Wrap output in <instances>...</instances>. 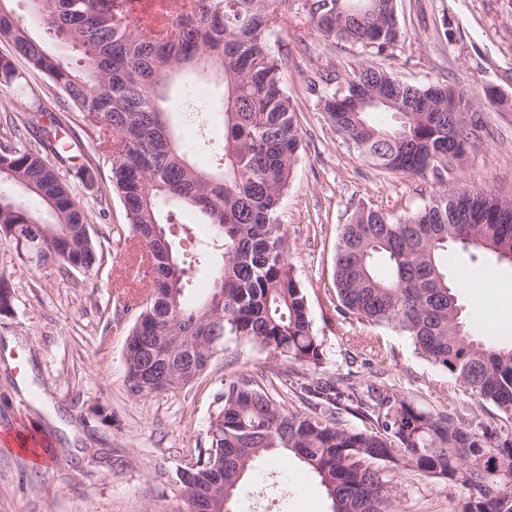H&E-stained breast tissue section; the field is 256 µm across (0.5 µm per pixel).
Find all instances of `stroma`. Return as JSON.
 <instances>
[{
  "mask_svg": "<svg viewBox=\"0 0 512 512\" xmlns=\"http://www.w3.org/2000/svg\"><path fill=\"white\" fill-rule=\"evenodd\" d=\"M305 0H287L272 49L301 135L299 159L279 207L290 257L304 288L313 329L323 342L324 373L358 371L363 384L381 385L421 405L496 426L494 407H480L457 391L447 373L418 357L405 336L344 321L331 303L340 227L359 207L397 212L422 206L446 191L485 189L512 198V0H399L404 42L379 54L324 39L305 18ZM0 59L22 81L0 80V131L17 105L40 103L59 114L74 159L60 171L91 215L101 244L99 271H64L18 252L0 239V280L10 306L0 312V512H179L177 479L208 445L213 397L221 380L285 371L289 362L231 341L193 385L133 395L124 358L126 332L136 318L124 310L119 287L131 243L124 207L112 190V158L75 109H62L42 77L0 40ZM371 62L412 85L443 84L474 102L480 138L442 179L404 177L362 159L337 134L308 79H344ZM506 105H489L487 90ZM87 156L91 180L77 175ZM382 337L385 357L369 339ZM20 430L47 436L56 450L49 464L6 445ZM400 512H450L458 491L437 478L396 481ZM235 512H332L318 478L298 460L280 465L258 458L236 494Z\"/></svg>",
  "mask_w": 512,
  "mask_h": 512,
  "instance_id": "1",
  "label": "stroma"
}]
</instances>
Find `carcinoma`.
Instances as JSON below:
<instances>
[{
	"label": "carcinoma",
	"mask_w": 512,
	"mask_h": 512,
	"mask_svg": "<svg viewBox=\"0 0 512 512\" xmlns=\"http://www.w3.org/2000/svg\"><path fill=\"white\" fill-rule=\"evenodd\" d=\"M9 2L0 0V36L95 129L112 156V184L132 237L149 247L139 261L153 270L142 284L150 300L125 347L130 391L151 395L193 383L199 362L233 339L302 368L276 373L277 392L252 380L220 383L208 446L179 475L182 512H231L254 460L281 451L319 478L332 512H398L397 473L446 481L461 493L456 512H512V428L474 426L388 388L363 390L353 371L320 372L323 343L278 218L299 151L295 111L270 45L283 0H174L160 30L133 17L130 0H29L34 20L78 51L76 68L33 37ZM306 15L325 38L379 54L404 38L397 0H310ZM203 83L216 92L199 100ZM343 85L320 95L323 112L382 170L440 178L476 137L477 123L463 119L471 101L448 86L407 85L369 63ZM172 90L181 113L220 121L218 139L188 145L177 137L163 110ZM368 93L403 106L405 119L390 126L369 120L373 110L359 112L355 101ZM42 115L33 106L19 113L11 139L0 142V238L63 268L74 261L98 270L99 248L83 232L89 216L56 166L69 142L40 125ZM202 149L217 150L222 169L208 172L189 160ZM171 203L213 228L195 263L220 256L210 294L195 306L183 300L190 278L165 229ZM450 246L511 265L512 201L465 190L410 213L357 209L336 243L335 310L400 332L512 423V343L469 333L442 260ZM292 374L302 379L306 411L282 398L294 389Z\"/></svg>",
	"instance_id": "carcinoma-1"
}]
</instances>
